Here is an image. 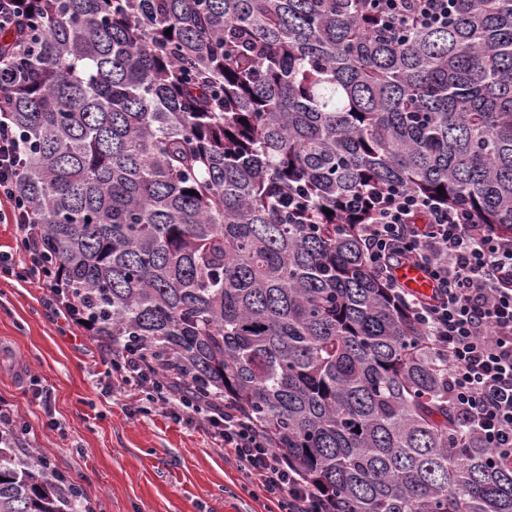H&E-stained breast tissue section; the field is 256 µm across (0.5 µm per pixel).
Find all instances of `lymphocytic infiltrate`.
<instances>
[{
    "label": "lymphocytic infiltrate",
    "mask_w": 512,
    "mask_h": 512,
    "mask_svg": "<svg viewBox=\"0 0 512 512\" xmlns=\"http://www.w3.org/2000/svg\"><path fill=\"white\" fill-rule=\"evenodd\" d=\"M382 31L401 38L408 29L446 24L453 0H369ZM23 152L10 113L0 111V222L16 224L31 255L30 270L58 298L57 314L73 324L79 310L63 300L58 269L49 268L38 242L40 227L16 194ZM349 211H368L362 226L371 266L432 339L448 367V397L484 447L512 454V236L479 223L465 206L399 186L351 197ZM419 266L432 289L419 296L397 277ZM113 384L148 389L155 407L180 419L189 404L166 371L129 351L113 358ZM206 432L233 455L248 482L275 499L279 512H332L333 503L305 481L241 412L213 405Z\"/></svg>",
    "instance_id": "lymphocytic-infiltrate-1"
}]
</instances>
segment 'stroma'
Listing matches in <instances>:
<instances>
[{
    "label": "stroma",
    "instance_id": "1",
    "mask_svg": "<svg viewBox=\"0 0 512 512\" xmlns=\"http://www.w3.org/2000/svg\"><path fill=\"white\" fill-rule=\"evenodd\" d=\"M0 402L29 447L70 475L99 512H266L233 457L195 425L152 409L146 391L112 388V351L65 326L28 277L16 225L0 223Z\"/></svg>",
    "mask_w": 512,
    "mask_h": 512
}]
</instances>
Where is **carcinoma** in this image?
Masks as SVG:
<instances>
[{
    "label": "carcinoma",
    "mask_w": 512,
    "mask_h": 512,
    "mask_svg": "<svg viewBox=\"0 0 512 512\" xmlns=\"http://www.w3.org/2000/svg\"><path fill=\"white\" fill-rule=\"evenodd\" d=\"M32 3L0 109L95 336L235 403L335 512H512V456L462 427L344 208L397 185L512 234V0L399 43L367 0ZM24 435L0 427V512H81Z\"/></svg>",
    "instance_id": "carcinoma-1"
}]
</instances>
